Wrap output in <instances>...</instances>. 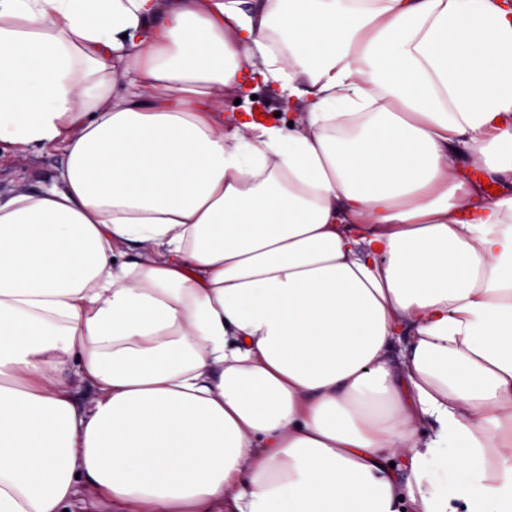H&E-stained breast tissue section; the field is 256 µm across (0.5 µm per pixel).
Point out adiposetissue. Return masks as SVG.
Masks as SVG:
<instances>
[{
    "instance_id": "1",
    "label": "adipose tissue",
    "mask_w": 512,
    "mask_h": 512,
    "mask_svg": "<svg viewBox=\"0 0 512 512\" xmlns=\"http://www.w3.org/2000/svg\"><path fill=\"white\" fill-rule=\"evenodd\" d=\"M1 142L0 512H512V0H0ZM255 95L258 96L256 102L261 103L263 111L269 121L287 129L290 122V115L282 106L277 92L269 87L260 86ZM276 112H281V115L275 117ZM28 165L15 161L14 148L8 143H0V191L5 193L15 185H23L32 192L53 183L62 163L60 151L52 148H37Z\"/></svg>"
}]
</instances>
